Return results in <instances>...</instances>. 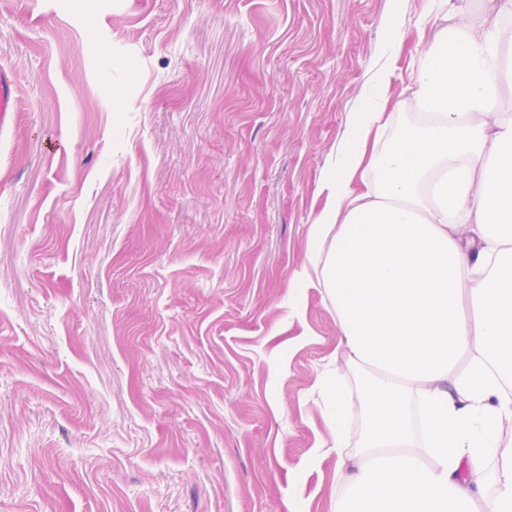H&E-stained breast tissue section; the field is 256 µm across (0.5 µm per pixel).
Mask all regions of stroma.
<instances>
[{
	"label": "stroma",
	"instance_id": "stroma-1",
	"mask_svg": "<svg viewBox=\"0 0 512 512\" xmlns=\"http://www.w3.org/2000/svg\"><path fill=\"white\" fill-rule=\"evenodd\" d=\"M435 0H0V512H327L319 185ZM16 78L12 68L0 66V130L8 127L16 112Z\"/></svg>",
	"mask_w": 512,
	"mask_h": 512
}]
</instances>
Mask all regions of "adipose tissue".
<instances>
[{
    "label": "adipose tissue",
    "instance_id": "adipose-tissue-1",
    "mask_svg": "<svg viewBox=\"0 0 512 512\" xmlns=\"http://www.w3.org/2000/svg\"><path fill=\"white\" fill-rule=\"evenodd\" d=\"M450 15L452 26L418 39L403 98L415 122L390 131L385 67L381 95L319 189L308 258L321 266L348 367L378 370L356 403L368 424L351 468L336 472L344 490L329 512H473L485 479L496 487L485 512H512V451L501 444L512 422V117L501 110L512 0ZM318 385L343 449L356 404L335 380Z\"/></svg>",
    "mask_w": 512,
    "mask_h": 512
}]
</instances>
